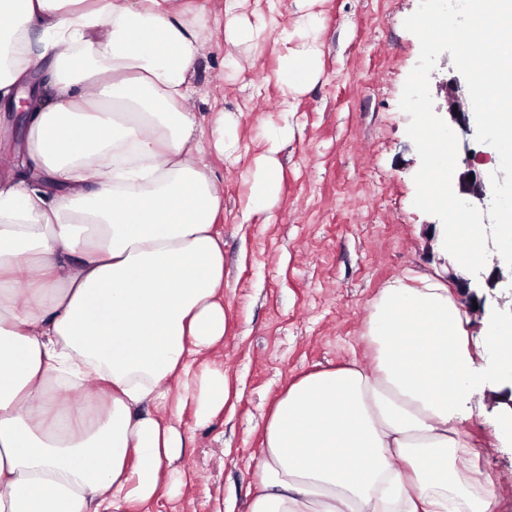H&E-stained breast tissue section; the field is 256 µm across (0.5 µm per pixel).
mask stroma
I'll use <instances>...</instances> for the list:
<instances>
[{
	"instance_id": "obj_1",
	"label": "stroma",
	"mask_w": 512,
	"mask_h": 512,
	"mask_svg": "<svg viewBox=\"0 0 512 512\" xmlns=\"http://www.w3.org/2000/svg\"><path fill=\"white\" fill-rule=\"evenodd\" d=\"M419 0H241L239 19L259 39L234 46L222 28L206 32L186 106L211 128L225 113L228 156L206 155L224 211V340L202 360L221 368L230 389L222 414L180 425L185 450L177 498L160 493L149 512H250L267 415L305 374L358 362L376 365L367 325L380 293L405 275L439 279L462 310L470 342L489 312L512 315L496 290L476 309L457 281L466 270L439 246L440 220L413 204L420 159L399 101L420 55L404 27ZM314 16L322 44L319 73L286 97L276 78L281 30L301 43ZM287 127L278 160L279 193L248 213L251 173L269 133ZM475 364L487 381L463 429L472 452L460 473L477 471L496 493L494 512H512V438L498 429L507 381L484 351Z\"/></svg>"
}]
</instances>
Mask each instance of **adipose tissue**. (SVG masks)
Returning a JSON list of instances; mask_svg holds the SVG:
<instances>
[{
  "label": "adipose tissue",
  "mask_w": 512,
  "mask_h": 512,
  "mask_svg": "<svg viewBox=\"0 0 512 512\" xmlns=\"http://www.w3.org/2000/svg\"><path fill=\"white\" fill-rule=\"evenodd\" d=\"M217 20L181 0H0V106L24 105L32 168L0 176V512H124L155 499L185 448L157 408L224 410V207L202 151L232 150L184 107ZM317 41L288 50L284 94ZM44 64L37 95L31 70ZM268 141L250 209L277 188ZM376 367L301 377L264 425L250 512H493L459 475L465 405L484 379L441 282L383 288Z\"/></svg>",
  "instance_id": "1"
}]
</instances>
